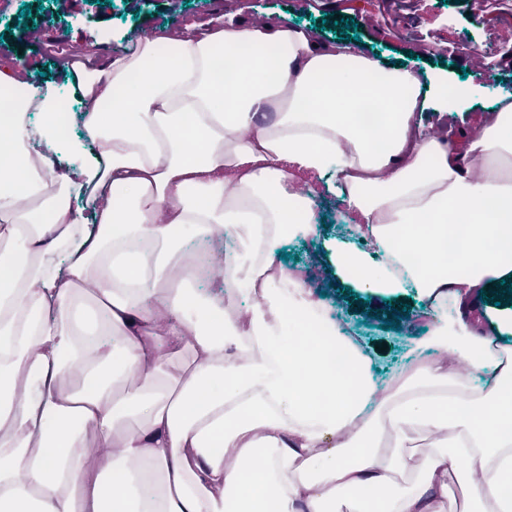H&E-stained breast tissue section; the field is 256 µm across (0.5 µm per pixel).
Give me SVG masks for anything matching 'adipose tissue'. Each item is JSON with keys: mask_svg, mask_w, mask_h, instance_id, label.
<instances>
[{"mask_svg": "<svg viewBox=\"0 0 512 512\" xmlns=\"http://www.w3.org/2000/svg\"><path fill=\"white\" fill-rule=\"evenodd\" d=\"M63 65L85 163L54 174L57 92L0 120V512H443L458 473L464 512H512V306L486 334L465 320L512 282V96L470 166L423 122L433 93L457 112L447 77L284 22L139 33L108 68ZM300 172L365 244L339 269L430 301L432 357L403 398L339 325L308 328L319 304L277 248L316 228Z\"/></svg>", "mask_w": 512, "mask_h": 512, "instance_id": "obj_1", "label": "adipose tissue"}]
</instances>
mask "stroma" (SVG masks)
<instances>
[{
  "label": "stroma",
  "mask_w": 512,
  "mask_h": 512,
  "mask_svg": "<svg viewBox=\"0 0 512 512\" xmlns=\"http://www.w3.org/2000/svg\"><path fill=\"white\" fill-rule=\"evenodd\" d=\"M31 14H22L24 4ZM260 21L273 15L297 26L318 30L322 39L333 40L332 31L322 29L328 15L354 19L362 52L392 64L420 72L425 79L448 74L453 86L466 89V124L475 126L494 100L512 83V9L486 11L473 16L468 0H0V62L21 60L33 85L65 91L72 81L56 63L59 44L73 52L88 53L95 65L111 62L126 45L132 29L160 35L169 28L195 20L216 18L225 6ZM37 37H30L28 25ZM319 218L314 234H296L280 248L296 256L298 265L315 269L313 283L320 292L326 319L339 323L351 336L362 337L374 348V369L382 379H392L417 357L415 346L425 340L429 325L418 289L406 288L398 296L408 305L410 316L397 331L374 328L368 314L388 317L381 295L371 293L350 274L336 270L338 247L359 249V241L339 235L341 205L336 194L320 191L316 198ZM349 288L367 301L371 311L341 299V288Z\"/></svg>",
  "instance_id": "stroma-1"
}]
</instances>
